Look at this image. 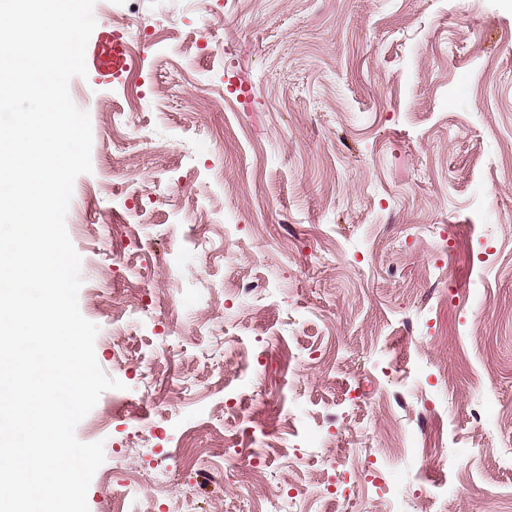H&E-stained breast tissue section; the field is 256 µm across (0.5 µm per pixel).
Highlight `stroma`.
Returning a JSON list of instances; mask_svg holds the SVG:
<instances>
[{"label":"stroma","mask_w":512,"mask_h":512,"mask_svg":"<svg viewBox=\"0 0 512 512\" xmlns=\"http://www.w3.org/2000/svg\"><path fill=\"white\" fill-rule=\"evenodd\" d=\"M94 16L132 63L72 94L93 138L66 216L78 305L123 384L76 428L104 444L89 512H131L134 470L166 477L155 512H261L271 489L391 512L396 488L403 512H512V0ZM438 421L447 464L426 468ZM187 437L226 474L198 479Z\"/></svg>","instance_id":"1"}]
</instances>
